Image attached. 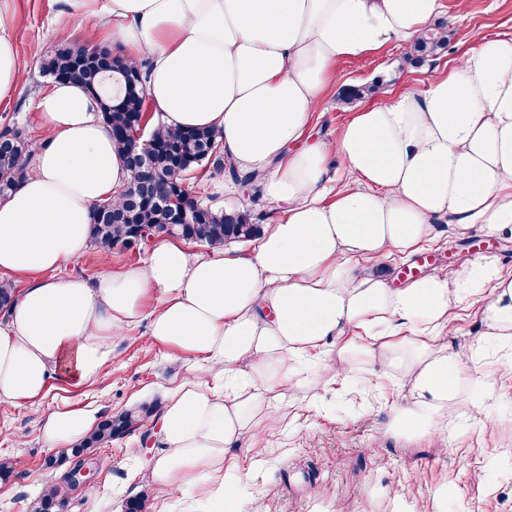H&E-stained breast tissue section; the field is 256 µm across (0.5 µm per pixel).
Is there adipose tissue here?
Here are the masks:
<instances>
[{
  "label": "adipose tissue",
  "instance_id": "ef3b65f1",
  "mask_svg": "<svg viewBox=\"0 0 512 512\" xmlns=\"http://www.w3.org/2000/svg\"><path fill=\"white\" fill-rule=\"evenodd\" d=\"M77 24L111 21L126 58L146 66V91L173 128L217 131L227 165L253 175L283 216L254 254L190 252L157 237L146 259L94 280L57 270L90 249V213L118 199L121 153L79 85L56 84L37 108L45 139L26 180L0 198V283L27 277L0 318V401L45 395L53 375L81 387L115 360L112 342L141 321L185 356L161 412L164 442L137 478L180 498L208 487V512L238 506L224 458L238 442L264 452L280 424L270 400L300 385L291 361L343 345L328 368L357 360L412 373L397 428L420 435L446 420L451 374L466 348L436 347L448 308L483 297L489 338L512 337V275L490 258L456 279L429 274L398 289L358 275L355 257L412 253L438 217L512 237V37L485 40L425 87L356 109L333 141L305 144L338 63L419 38L442 0H68ZM15 0H0V101L21 81ZM338 158L351 189L335 191ZM410 335H401L402 327ZM90 409L47 414L48 449L92 432Z\"/></svg>",
  "mask_w": 512,
  "mask_h": 512
}]
</instances>
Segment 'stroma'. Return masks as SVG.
Here are the masks:
<instances>
[{
	"label": "stroma",
	"instance_id": "stroma-1",
	"mask_svg": "<svg viewBox=\"0 0 512 512\" xmlns=\"http://www.w3.org/2000/svg\"><path fill=\"white\" fill-rule=\"evenodd\" d=\"M16 9L12 36L24 80L19 94L0 102V129L22 128L37 143L43 129L36 103L50 85L40 72L43 59L74 43L108 44L117 53L122 47L112 43L109 22L93 20L75 28L66 0H16ZM441 19L453 32L442 55L407 65L408 46L388 44L374 54L341 61L340 84L383 79L374 98L378 104L423 89L434 71L447 70L484 39L512 35V0H468L463 11L457 0H443ZM350 117L337 104L335 88H328L308 126V141L335 139ZM229 182L228 173L208 172L193 179L192 190L202 203L252 210L263 225L279 219L281 209L253 187L233 188ZM148 253L145 247L108 254L92 249L59 274L91 280L100 271L141 262ZM481 256L511 273L512 239H490L478 224L461 232L439 219L431 240L409 256L377 257L369 265L384 270L398 288L406 282L405 267L420 275L451 277ZM448 321L451 332L438 337L436 346L472 344L484 330L480 302L452 306ZM147 330L143 322L133 339H116V360L91 384L74 389L56 377L34 403H0V451L20 460L13 476L0 479V512H32L47 475L61 479L69 470L65 464L46 465L51 452L40 438L39 424L50 411L90 407L103 418L143 403L161 405L164 392L182 373L183 356L156 343ZM315 375L317 389L304 387L285 397V418L268 434L262 457L241 448L225 457V465L249 476L237 490L245 512H512V342L477 348L467 371L453 374L458 400L448 418L460 427L438 434L391 431V407L412 402V378L401 371L360 363L349 380L321 368ZM478 376L483 379L479 385L474 382ZM144 427L152 432L151 446H142L136 431L94 451L98 494L89 498L83 489L72 490L68 512H124L127 500L139 495L146 498L145 512H192L162 488L131 479L132 466L150 459L161 445L159 418Z\"/></svg>",
	"mask_w": 512,
	"mask_h": 512
}]
</instances>
